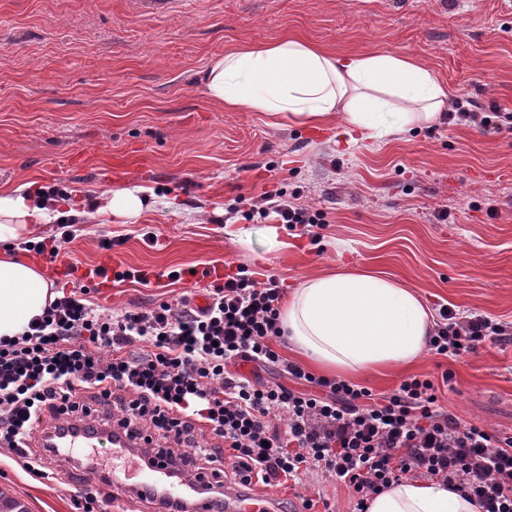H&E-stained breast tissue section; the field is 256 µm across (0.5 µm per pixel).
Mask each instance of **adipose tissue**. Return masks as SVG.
Instances as JSON below:
<instances>
[{"label":"adipose tissue","mask_w":512,"mask_h":512,"mask_svg":"<svg viewBox=\"0 0 512 512\" xmlns=\"http://www.w3.org/2000/svg\"><path fill=\"white\" fill-rule=\"evenodd\" d=\"M204 87L225 109L261 112L296 126L343 117L352 131L383 139L438 121L451 94L431 71L393 52L340 58L291 36L239 47L213 62ZM32 183L0 187V338L20 335L57 296L31 262L4 246L40 238L58 218ZM295 352L331 373L368 374L419 361L433 316L421 293L382 274L337 269L305 277L280 306ZM367 512H481L447 484L389 485Z\"/></svg>","instance_id":"ef3b65f1"}]
</instances>
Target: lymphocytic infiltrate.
I'll return each instance as SVG.
<instances>
[{
    "label": "lymphocytic infiltrate",
    "mask_w": 512,
    "mask_h": 512,
    "mask_svg": "<svg viewBox=\"0 0 512 512\" xmlns=\"http://www.w3.org/2000/svg\"><path fill=\"white\" fill-rule=\"evenodd\" d=\"M456 125L512 133L511 112H482L468 99ZM323 224L322 210L260 195L247 214L264 223ZM76 285L13 338L0 339V447L34 479L48 478L60 451L44 425L98 415L154 448L153 461L191 473L216 497L225 479L281 487L318 471L344 485L352 512L404 479L442 481L482 512H512V437L465 422L430 379L410 377L385 394L319 378L286 364L307 392L229 372V363L276 364L283 288L241 267L192 299L148 310L95 307ZM512 343V322L440 305L428 351L451 359Z\"/></svg>",
    "instance_id": "1"
}]
</instances>
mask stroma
<instances>
[{"instance_id":"obj_1","label":"stroma","mask_w":512,"mask_h":512,"mask_svg":"<svg viewBox=\"0 0 512 512\" xmlns=\"http://www.w3.org/2000/svg\"><path fill=\"white\" fill-rule=\"evenodd\" d=\"M504 2L0 0V185L57 187L78 195L80 210L118 187L147 189L136 219L79 225L56 261L151 272L148 284L112 280L92 293L106 308L202 293L168 277L189 267L244 266L289 290L346 265L418 289L428 306L512 322V135L438 122L352 146L343 119L275 126L260 112L224 110L203 82L224 52L288 35L340 57L408 55L455 98L512 113ZM266 192L321 208L319 242L298 227L283 231L287 248L269 249L264 226L246 218ZM229 208L248 244L225 235ZM413 375L437 383L464 421L512 431V345L348 379L387 393ZM7 454L0 447L1 493L27 512H74L76 464L56 462L59 479L39 482Z\"/></svg>"}]
</instances>
